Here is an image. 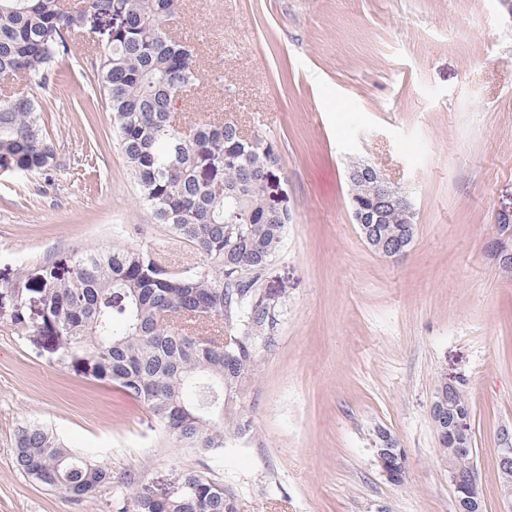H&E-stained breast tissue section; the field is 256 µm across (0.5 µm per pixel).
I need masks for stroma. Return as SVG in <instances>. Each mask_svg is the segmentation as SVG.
<instances>
[{
	"instance_id": "35a3bbf8",
	"label": "stroma",
	"mask_w": 512,
	"mask_h": 512,
	"mask_svg": "<svg viewBox=\"0 0 512 512\" xmlns=\"http://www.w3.org/2000/svg\"><path fill=\"white\" fill-rule=\"evenodd\" d=\"M179 29L212 87L179 113L229 116L270 141L290 217L259 283L280 313L242 408L251 433L211 472L238 512H455L431 418L440 381L463 385L484 512H502L498 448L512 431V273L489 255L512 218V14L501 0H183ZM103 24L34 89L57 148L50 173L0 170V512H109L20 474L14 434L51 428L113 476L172 493L204 461L116 386L58 364L39 323L46 271L77 249L168 250L195 266L137 193L95 79ZM383 171L416 232L375 254L349 208L353 163ZM30 289L22 303L5 290ZM384 428L406 454L402 483L375 463Z\"/></svg>"
}]
</instances>
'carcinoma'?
<instances>
[{
  "instance_id": "1",
  "label": "carcinoma",
  "mask_w": 512,
  "mask_h": 512,
  "mask_svg": "<svg viewBox=\"0 0 512 512\" xmlns=\"http://www.w3.org/2000/svg\"><path fill=\"white\" fill-rule=\"evenodd\" d=\"M181 0H0V76L24 75L42 85L70 53L90 19L121 18L108 32L98 71L121 148L141 201L177 241L197 250L201 263L176 272L146 249L99 245L80 252L67 278L41 280L39 325L16 316L23 335L55 337L65 363L120 388L145 406L181 447L215 463L250 431L238 411L261 353L274 345L279 312L257 284L278 254L288 215L267 200L279 158L272 144L237 120L214 117L186 125L173 108L195 94L202 75L189 45L172 36ZM47 172L56 149L39 102L17 91L0 93V166ZM376 182L349 180V196L373 206ZM391 209L378 224L359 225L369 247L404 255L415 224L404 221V197L392 188ZM432 418L441 448L455 449L462 476L472 440L456 435L470 416L463 390L443 381ZM14 466L35 482L74 500L112 487V470L67 448L38 423L15 433ZM114 512H238L234 492L188 469L181 491L157 497L127 479L112 499Z\"/></svg>"
}]
</instances>
